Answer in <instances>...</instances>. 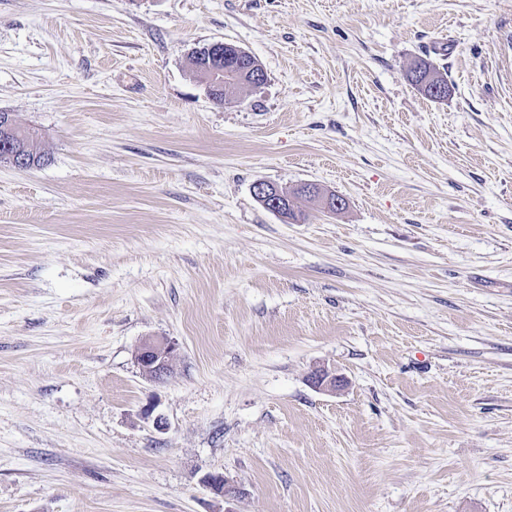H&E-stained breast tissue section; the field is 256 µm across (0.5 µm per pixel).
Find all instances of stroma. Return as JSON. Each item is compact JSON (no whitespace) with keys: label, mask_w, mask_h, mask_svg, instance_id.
<instances>
[{"label":"stroma","mask_w":512,"mask_h":512,"mask_svg":"<svg viewBox=\"0 0 512 512\" xmlns=\"http://www.w3.org/2000/svg\"><path fill=\"white\" fill-rule=\"evenodd\" d=\"M0 110V512H512V0H0ZM237 47L230 43H212L206 50L196 51L194 58H205L203 64L199 66L198 78L206 86L207 92L216 90L217 88H224V83L235 78L234 67L224 66V56L228 57L232 62L235 59ZM411 73H412V76H411L412 85L419 92L424 94L426 97H428L432 100L441 101V99L448 96V83H447L446 79L443 77V75L436 68V66H434L433 64L426 62V61H421L413 67V69L411 70ZM429 75L436 76L439 78L440 81L443 82L445 89H446V94L444 97L435 95L431 91V86H428V88H424L423 86H420L419 82ZM253 194L255 198L267 209L277 213L281 218L288 220H297L302 216L300 211L284 205L283 191L276 185L267 181H257L253 185ZM174 342L147 341L139 348L136 361L143 375L153 381H164L171 374L169 360Z\"/></svg>","instance_id":"obj_1"}]
</instances>
